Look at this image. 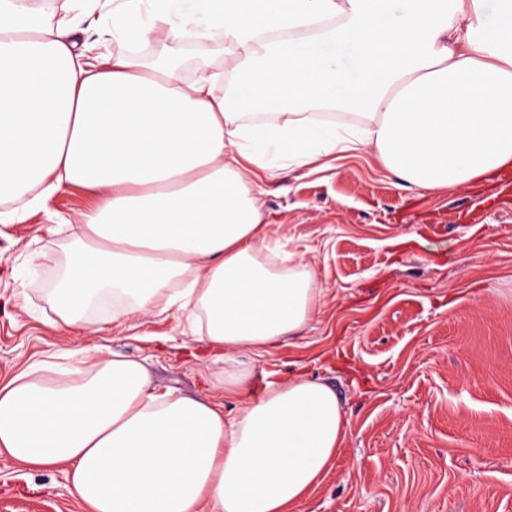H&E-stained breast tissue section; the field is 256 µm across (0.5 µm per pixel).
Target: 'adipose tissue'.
<instances>
[{
    "label": "adipose tissue",
    "mask_w": 512,
    "mask_h": 512,
    "mask_svg": "<svg viewBox=\"0 0 512 512\" xmlns=\"http://www.w3.org/2000/svg\"><path fill=\"white\" fill-rule=\"evenodd\" d=\"M101 0H0V212L18 224L63 184L94 192L65 273L58 327L185 313L214 361L300 334L320 291L273 266L259 176L375 154L418 189L512 166V0H116L97 31L125 52L87 62L74 35ZM223 43V68L186 79L137 46ZM332 107L356 118L313 117ZM259 109L276 121L252 123ZM348 421L326 384L273 385L225 420L220 404L159 392L126 357L56 371L38 361L0 387V455L64 467L85 512H297L333 468Z\"/></svg>",
    "instance_id": "1"
}]
</instances>
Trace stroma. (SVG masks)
I'll list each match as a JSON object with an SVG mask.
<instances>
[{
	"instance_id": "35a3bbf8",
	"label": "stroma",
	"mask_w": 512,
	"mask_h": 512,
	"mask_svg": "<svg viewBox=\"0 0 512 512\" xmlns=\"http://www.w3.org/2000/svg\"><path fill=\"white\" fill-rule=\"evenodd\" d=\"M97 198L72 185L24 222L0 223V385L75 345L142 361L160 387L212 398L234 418L268 382L301 376L336 392L349 421L338 460L300 512H512V170L452 191L399 186L371 154L266 181L263 221L321 294L300 334L256 357L225 395L179 312L73 339L44 286ZM0 512H83L63 470L0 456Z\"/></svg>"
}]
</instances>
